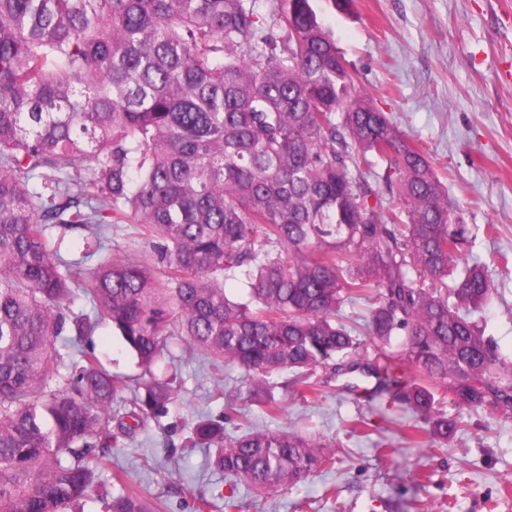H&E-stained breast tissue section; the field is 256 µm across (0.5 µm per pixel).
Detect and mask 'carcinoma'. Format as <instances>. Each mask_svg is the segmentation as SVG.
<instances>
[{
    "label": "carcinoma",
    "mask_w": 512,
    "mask_h": 512,
    "mask_svg": "<svg viewBox=\"0 0 512 512\" xmlns=\"http://www.w3.org/2000/svg\"><path fill=\"white\" fill-rule=\"evenodd\" d=\"M390 153L384 204L366 173ZM112 224L159 273L106 246ZM53 228L92 242L65 258ZM476 229L360 90L313 0H0V512L82 498L174 398L153 368L176 340L243 371V393L214 384L226 414L245 399L273 417L265 378L318 369L375 378L427 422L410 431L419 448L459 429L439 387L460 411L511 413L512 356L474 319L499 298L468 259ZM358 297L371 358L340 318ZM101 322L138 386L85 349ZM191 431L257 492L336 459V443L291 431ZM111 512L153 510L123 491Z\"/></svg>",
    "instance_id": "obj_1"
}]
</instances>
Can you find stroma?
Instances as JSON below:
<instances>
[{"mask_svg": "<svg viewBox=\"0 0 512 512\" xmlns=\"http://www.w3.org/2000/svg\"><path fill=\"white\" fill-rule=\"evenodd\" d=\"M315 6L360 88L427 149L465 222L497 225L494 237L477 236L471 259L490 264L498 253H512V0H352L345 12L331 0ZM484 317L501 352L511 354L512 274ZM86 346L113 372L140 378L109 328H99ZM160 370L176 397L164 417L113 447L112 469L125 490L159 503L161 512H197L202 498L210 512H224L231 494L240 512H512V415L464 413L447 448L431 451L407 435L417 417L387 406L371 378H359L352 393L320 371L303 382L283 373L268 380L282 406L277 417L249 405L228 417L213 396V379L237 386L238 369L212 368L179 349ZM306 382L319 387L317 397L298 398ZM245 416L261 429L335 440L334 467L261 495L233 486L209 467L207 449L192 444L191 427L204 417L234 431ZM359 418L366 432L352 430ZM412 470L422 482L409 478Z\"/></svg>", "mask_w": 512, "mask_h": 512, "instance_id": "obj_1", "label": "stroma"}]
</instances>
